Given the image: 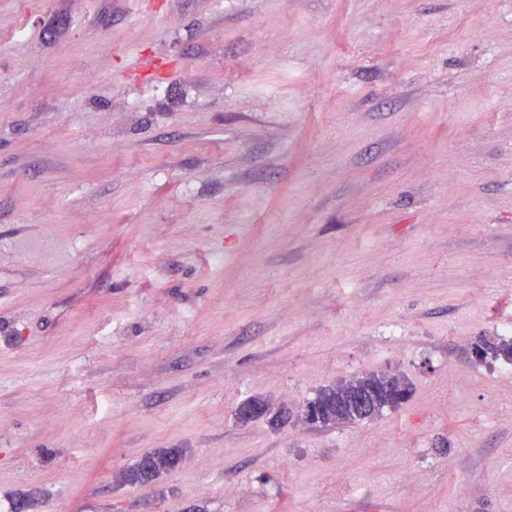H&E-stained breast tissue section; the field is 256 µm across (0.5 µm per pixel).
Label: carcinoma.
I'll return each mask as SVG.
<instances>
[{
    "instance_id": "1",
    "label": "carcinoma",
    "mask_w": 512,
    "mask_h": 512,
    "mask_svg": "<svg viewBox=\"0 0 512 512\" xmlns=\"http://www.w3.org/2000/svg\"><path fill=\"white\" fill-rule=\"evenodd\" d=\"M469 358L476 364L503 361L512 364V337L477 336L467 348ZM406 383L396 375L366 373L321 389L308 401L310 411L306 421L320 428L347 426L365 419L357 399L366 400L371 416L394 409L409 397ZM181 455L178 450L162 448L149 452V468L136 462L125 471V481L131 485H146L174 470Z\"/></svg>"
}]
</instances>
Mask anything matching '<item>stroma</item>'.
<instances>
[{"instance_id":"obj_1","label":"stroma","mask_w":512,"mask_h":512,"mask_svg":"<svg viewBox=\"0 0 512 512\" xmlns=\"http://www.w3.org/2000/svg\"><path fill=\"white\" fill-rule=\"evenodd\" d=\"M507 324L512 0H0V512H512ZM467 354L476 364L490 361H503L512 364V337L476 336L469 344ZM393 381L399 384L401 400L394 395ZM409 394L406 383L396 375L366 373L321 389L314 399L307 402L310 411L305 419L320 428L356 424L381 415L386 409L396 408ZM365 400L372 409L369 417L359 411L368 413ZM149 455V469H145L141 464V457L138 461L125 471V481L131 485H146L156 480L162 474L170 473L176 468L181 459L178 450L172 448H162L147 452Z\"/></svg>"}]
</instances>
